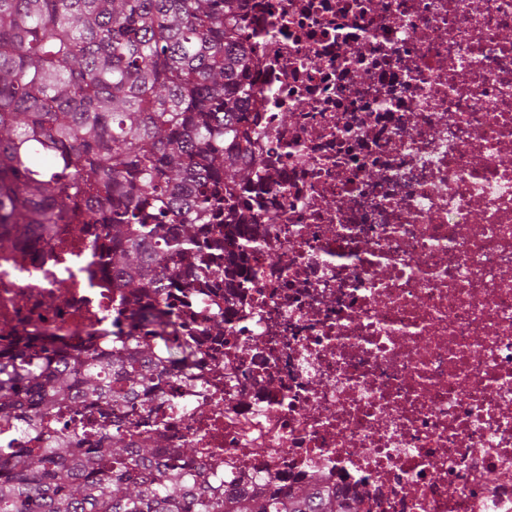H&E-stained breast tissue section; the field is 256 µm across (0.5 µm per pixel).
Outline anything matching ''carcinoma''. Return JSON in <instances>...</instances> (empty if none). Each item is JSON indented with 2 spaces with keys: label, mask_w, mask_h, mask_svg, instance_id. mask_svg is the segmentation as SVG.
I'll list each match as a JSON object with an SVG mask.
<instances>
[{
  "label": "carcinoma",
  "mask_w": 512,
  "mask_h": 512,
  "mask_svg": "<svg viewBox=\"0 0 512 512\" xmlns=\"http://www.w3.org/2000/svg\"><path fill=\"white\" fill-rule=\"evenodd\" d=\"M242 0H0V251L77 216L100 225L124 336L0 353V512H363L316 482L209 493L194 449L130 448L112 400L149 395L196 356L170 289L242 288L257 222L244 162L260 93Z\"/></svg>",
  "instance_id": "cac0c4a2"
}]
</instances>
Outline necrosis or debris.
Returning a JSON list of instances; mask_svg holds the SVG:
<instances>
[{"label":"necrosis or debris","instance_id":"1","mask_svg":"<svg viewBox=\"0 0 512 512\" xmlns=\"http://www.w3.org/2000/svg\"><path fill=\"white\" fill-rule=\"evenodd\" d=\"M249 287L216 281L163 432L251 493L319 476L366 512H512V0H249ZM97 225L0 258V347L123 330ZM223 311V338L205 336Z\"/></svg>","mask_w":512,"mask_h":512}]
</instances>
